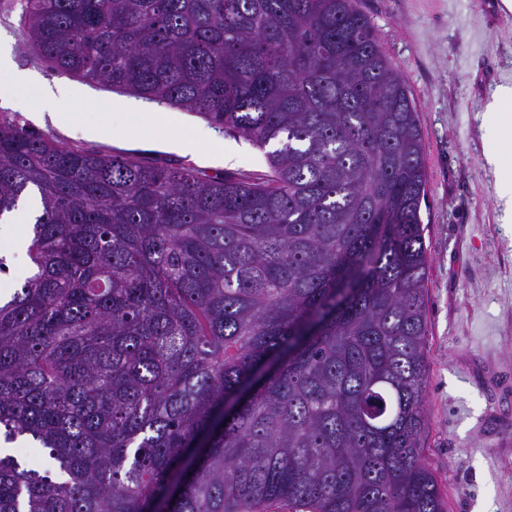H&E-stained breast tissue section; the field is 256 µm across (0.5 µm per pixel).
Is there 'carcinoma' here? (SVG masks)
<instances>
[{
  "mask_svg": "<svg viewBox=\"0 0 512 512\" xmlns=\"http://www.w3.org/2000/svg\"><path fill=\"white\" fill-rule=\"evenodd\" d=\"M62 74L265 151L208 175L0 121V512H446L425 462L424 142L355 0H25Z\"/></svg>",
  "mask_w": 512,
  "mask_h": 512,
  "instance_id": "1",
  "label": "carcinoma"
}]
</instances>
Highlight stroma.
<instances>
[{"label":"stroma","instance_id":"obj_1","mask_svg":"<svg viewBox=\"0 0 512 512\" xmlns=\"http://www.w3.org/2000/svg\"><path fill=\"white\" fill-rule=\"evenodd\" d=\"M378 41L406 80L425 143L430 256L428 376L424 403L426 463L447 512H512V223L500 220L499 180L512 178V157L496 169L486 154L501 140L483 134L493 124L486 105L512 82V11L502 0H356ZM19 0H0V40L16 68L36 81L75 89L84 122L113 126L93 137L40 122L28 105L0 103V118L66 145L129 154L210 174L263 172L264 154L179 112L176 123L143 128L126 110L129 94L51 71L24 45ZM190 139L194 148H179ZM224 161H217V151Z\"/></svg>","mask_w":512,"mask_h":512}]
</instances>
